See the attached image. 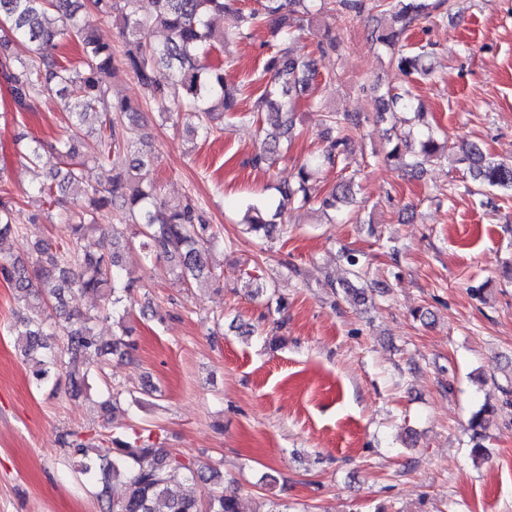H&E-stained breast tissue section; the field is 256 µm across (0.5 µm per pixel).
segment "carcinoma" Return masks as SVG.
<instances>
[{"mask_svg": "<svg viewBox=\"0 0 512 512\" xmlns=\"http://www.w3.org/2000/svg\"><path fill=\"white\" fill-rule=\"evenodd\" d=\"M235 0H152L153 9L143 14L139 0H0V81L12 97L16 111L29 112L44 93L56 92L67 100L69 112L80 119L90 111H99V128L86 132L81 141L58 140L46 144L34 140L24 145L21 157L38 166L49 156L56 160L50 172L52 182L35 188L30 197L40 206L54 201L53 181L58 186L73 185L76 207L58 213L70 224V237L64 243L37 237L29 244L36 259L0 252V278L10 283L23 303L24 312L8 332L16 336L21 355L37 360L33 371L38 388L58 384L66 364L83 357L88 366L82 373L68 372L69 393L77 398L88 393L90 382L99 378L101 357L119 354L130 358L136 351L133 329L126 325L127 307L137 302L140 278L134 276L127 261L128 251L137 253L139 263L164 258L174 264V276L185 288L207 269L206 245L215 243L217 234L204 222L200 207L191 199L171 206L156 187L144 181L141 170L153 165L155 153L138 135L142 119L139 109L125 99H109L108 90L98 75L114 68L112 46L100 41L86 19L93 11L110 16L119 25L126 40L122 65L132 72L164 120L170 118L167 88L173 83L182 90L177 111L194 122L193 131L208 136L226 112H239V119L266 123L271 132L253 156V163L273 167L281 147L297 136L293 97L304 93L315 78L314 60L294 47L295 33L310 19L316 0H257L259 7L239 14L236 39L248 38L265 26L278 36L263 67L260 78H268L255 101L252 115L237 110L232 91L224 82V69L203 62L207 50L224 46L228 37L218 32L212 19L231 9ZM389 8L397 30L378 36L392 49V63L401 75L409 77L424 72V48L412 50L401 40L415 21L431 17L442 9L445 0H380ZM336 19L343 24L354 21L366 9V0H334ZM288 13H283V9ZM164 38H155L156 31ZM23 39L35 44L39 56L22 60L10 52L11 42ZM74 43L81 54L79 65L70 67L48 59V52L63 41ZM383 114L394 125H407L422 113L415 111L409 90L387 92L382 96ZM327 146L309 156L299 166L296 180L276 186L278 203L275 215L285 206L304 208L311 205L309 182L326 165H333L344 153L352 135L362 123L348 112H330L324 116ZM410 133L397 136L387 152L386 161L397 167L415 169L420 161H407L403 146ZM420 156L425 161L447 160L448 154L430 130L419 131ZM472 179L503 192H512V163L489 157L474 144L463 150ZM106 169V183L86 182L91 166ZM353 200V181L340 182L319 209H336ZM18 203L0 195V241L17 230ZM115 208L125 215L132 235L112 238L96 252L81 249L86 232L93 227L95 212ZM265 203L246 205V232L270 237L273 224L265 219ZM80 292L101 301L95 309L73 312L67 309L66 294ZM112 320L120 333L112 342L99 339L98 323ZM136 397L125 396L113 388L101 410L122 408ZM492 405L485 403L470 419L473 437H482ZM61 445L68 449L75 470L95 480L99 512H244L235 495L224 494L223 477L211 462L186 456L139 437L118 435L86 438L67 432ZM123 483V493L110 494L111 483ZM199 483L206 492L195 497L185 486Z\"/></svg>", "mask_w": 512, "mask_h": 512, "instance_id": "1", "label": "carcinoma"}]
</instances>
